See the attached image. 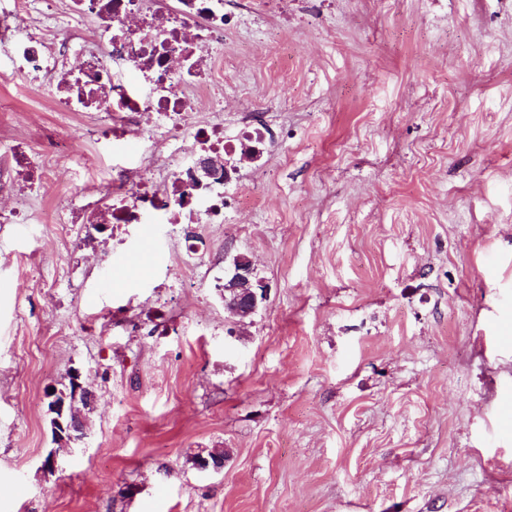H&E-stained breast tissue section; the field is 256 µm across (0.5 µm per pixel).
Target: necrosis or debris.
<instances>
[{
  "instance_id": "obj_1",
  "label": "necrosis or debris",
  "mask_w": 512,
  "mask_h": 512,
  "mask_svg": "<svg viewBox=\"0 0 512 512\" xmlns=\"http://www.w3.org/2000/svg\"><path fill=\"white\" fill-rule=\"evenodd\" d=\"M29 0H14L0 15V45L9 50L12 73L54 83L59 112H105L113 141L127 138L143 116H151L148 136L164 135L174 149L191 143L194 159L223 160L233 151L256 156L259 132H250L240 148L224 137L218 121L195 122L199 101L214 93L210 42L224 36V0H69L68 15L96 20L93 46L68 45L79 63L59 67L61 51L40 29L26 25ZM210 224L224 221V179L197 178L191 161L157 171L142 160L134 178H112V203L94 197L86 209L67 217L96 232L126 224Z\"/></svg>"
}]
</instances>
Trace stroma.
<instances>
[{
  "label": "stroma",
  "mask_w": 512,
  "mask_h": 512,
  "mask_svg": "<svg viewBox=\"0 0 512 512\" xmlns=\"http://www.w3.org/2000/svg\"><path fill=\"white\" fill-rule=\"evenodd\" d=\"M213 61L195 119L264 132L223 223L91 242L59 214L171 149H113L0 48V169L19 143L46 174L0 188L30 216L0 223V512H512V0H224ZM76 370L97 402L60 451ZM254 268L250 259L239 257L233 264V271L224 285L218 288L224 307L236 314L250 316L254 314L261 299V293L266 297V288L254 280ZM227 292L231 296H227ZM49 397V412L53 415L52 428L60 443L69 444L74 441H82L85 437L84 422L82 416L74 413L70 404V395L53 391Z\"/></svg>",
  "instance_id": "1"
}]
</instances>
